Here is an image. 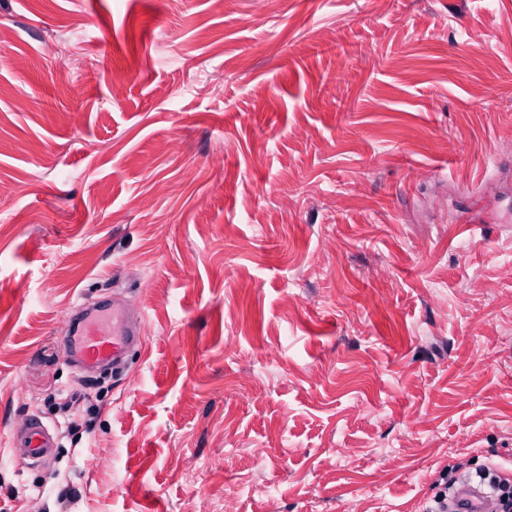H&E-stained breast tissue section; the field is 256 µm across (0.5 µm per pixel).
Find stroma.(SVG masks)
<instances>
[{
  "instance_id": "1",
  "label": "stroma",
  "mask_w": 512,
  "mask_h": 512,
  "mask_svg": "<svg viewBox=\"0 0 512 512\" xmlns=\"http://www.w3.org/2000/svg\"><path fill=\"white\" fill-rule=\"evenodd\" d=\"M0 86V512L512 469V0H0ZM116 294L146 345L62 430L65 319ZM12 455L39 464L50 456L56 441L49 428L37 417H31L25 423V433L20 441L13 440Z\"/></svg>"
}]
</instances>
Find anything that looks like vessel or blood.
I'll list each match as a JSON object with an SVG mask.
<instances>
[{
	"label": "vessel or blood",
	"mask_w": 512,
	"mask_h": 512,
	"mask_svg": "<svg viewBox=\"0 0 512 512\" xmlns=\"http://www.w3.org/2000/svg\"><path fill=\"white\" fill-rule=\"evenodd\" d=\"M120 310L103 314L102 310L90 311L82 321L70 324L69 351L81 368L94 369L111 365L119 371L124 367L129 349L141 348L142 325L125 326L120 320ZM56 441L49 428L36 417L29 418L21 440L13 441V456L37 464L50 456ZM455 512H489L484 493L469 485H461L453 498Z\"/></svg>",
	"instance_id": "1"
}]
</instances>
